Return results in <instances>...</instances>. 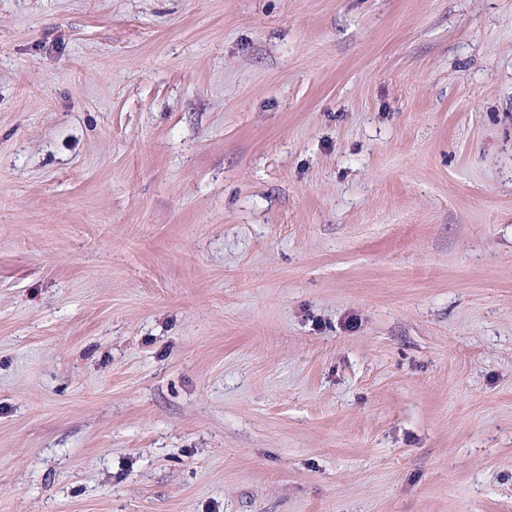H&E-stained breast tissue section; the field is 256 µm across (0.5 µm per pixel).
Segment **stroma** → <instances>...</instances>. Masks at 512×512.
<instances>
[{
    "label": "stroma",
    "mask_w": 512,
    "mask_h": 512,
    "mask_svg": "<svg viewBox=\"0 0 512 512\" xmlns=\"http://www.w3.org/2000/svg\"><path fill=\"white\" fill-rule=\"evenodd\" d=\"M0 512H512V0H0Z\"/></svg>",
    "instance_id": "1"
}]
</instances>
